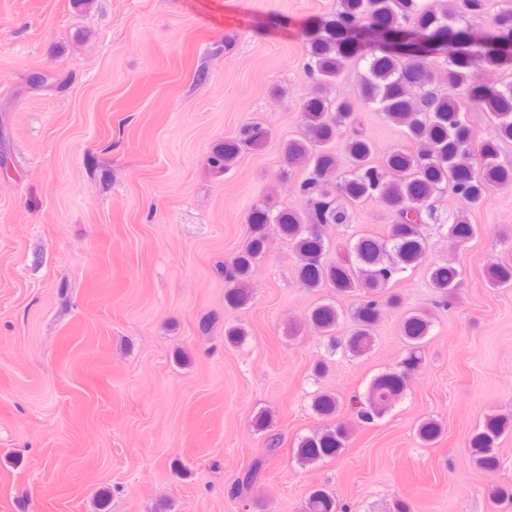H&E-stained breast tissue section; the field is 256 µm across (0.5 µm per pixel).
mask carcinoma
<instances>
[{
  "mask_svg": "<svg viewBox=\"0 0 512 512\" xmlns=\"http://www.w3.org/2000/svg\"><path fill=\"white\" fill-rule=\"evenodd\" d=\"M486 20L483 28L460 26L466 18ZM306 73L315 92L298 107L302 130L284 145L288 169L301 164L305 177L297 197L275 209L258 203L248 217L249 238L228 262L216 265L228 288L226 304L241 308L249 301V279L266 253L271 238L288 241L297 258L295 274L309 290L331 288L344 295L359 292L364 299L352 312L354 326L341 345L353 357L374 345V330L386 305L400 297L389 295V285L409 269L427 266L432 288L442 297L459 283L460 273L450 264H433L422 226L449 224L448 233L459 244L475 234L468 211L488 192L512 186V161L501 159L500 144L512 141V81L484 84L479 74L512 65V8L491 10L490 0H338L335 14L306 34ZM366 63L358 100L373 105L392 124L402 128L406 141L418 149H397L383 165L374 164V144L360 128L355 100L331 96L347 59ZM456 91L480 108L493 134L475 139L465 108ZM351 130L345 142L349 169L337 176L331 145L342 130ZM268 135L258 123L242 125L237 135L216 144L207 159L209 171L222 176L240 154L260 146ZM451 190L461 208L444 218L437 198ZM378 202L390 214L381 237L361 235L341 246L336 261L327 263L324 227L349 223V208L366 200ZM489 283L512 287V262H496L487 270ZM311 323L327 333L339 321L336 306L323 303L310 314ZM432 322L424 313L405 317L401 333L407 346L398 368L376 376L366 392L349 400L358 418L371 422L383 416L403 395L410 372L422 361V347ZM342 406L333 394L319 393L312 410L322 418L335 417ZM512 430V417L487 416L483 429L470 441L474 464L484 470L498 466L496 443ZM445 431L441 421L427 418L416 429L422 444L437 442ZM351 431L343 421L301 437L296 457L306 466L332 458L347 447ZM262 461L254 462L238 478L243 492L257 481ZM307 512H341L336 495L327 487L314 488Z\"/></svg>",
  "mask_w": 512,
  "mask_h": 512,
  "instance_id": "obj_1",
  "label": "carcinoma"
}]
</instances>
